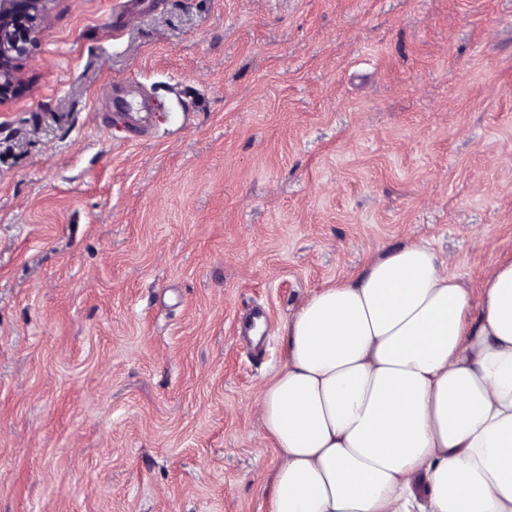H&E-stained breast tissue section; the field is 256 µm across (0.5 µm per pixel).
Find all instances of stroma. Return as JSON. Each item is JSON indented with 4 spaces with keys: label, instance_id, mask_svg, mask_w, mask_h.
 Here are the masks:
<instances>
[{
    "label": "stroma",
    "instance_id": "obj_1",
    "mask_svg": "<svg viewBox=\"0 0 512 512\" xmlns=\"http://www.w3.org/2000/svg\"><path fill=\"white\" fill-rule=\"evenodd\" d=\"M23 72L0 512H267L299 301L414 238L512 255V0H57Z\"/></svg>",
    "mask_w": 512,
    "mask_h": 512
}]
</instances>
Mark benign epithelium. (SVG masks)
<instances>
[{"mask_svg":"<svg viewBox=\"0 0 512 512\" xmlns=\"http://www.w3.org/2000/svg\"><path fill=\"white\" fill-rule=\"evenodd\" d=\"M56 0H0V102L28 88L23 61L39 27L49 19Z\"/></svg>","mask_w":512,"mask_h":512,"instance_id":"7a95c632","label":"benign epithelium"}]
</instances>
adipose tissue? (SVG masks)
<instances>
[{"instance_id": "ef3b65f1", "label": "adipose tissue", "mask_w": 512, "mask_h": 512, "mask_svg": "<svg viewBox=\"0 0 512 512\" xmlns=\"http://www.w3.org/2000/svg\"><path fill=\"white\" fill-rule=\"evenodd\" d=\"M453 264L411 240L283 325L269 512H512V258Z\"/></svg>"}]
</instances>
